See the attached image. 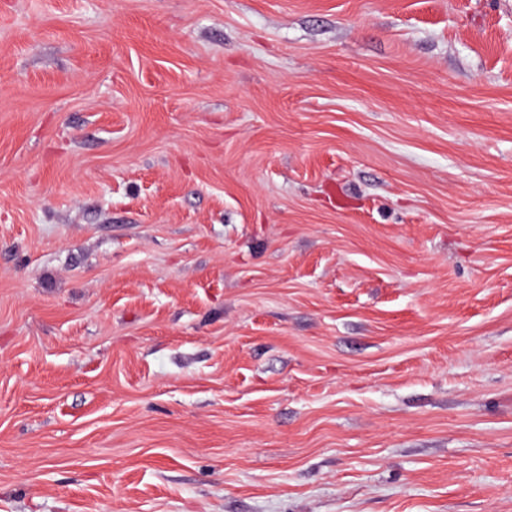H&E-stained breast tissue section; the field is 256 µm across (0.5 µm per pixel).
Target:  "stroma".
<instances>
[{"instance_id": "stroma-1", "label": "stroma", "mask_w": 512, "mask_h": 512, "mask_svg": "<svg viewBox=\"0 0 512 512\" xmlns=\"http://www.w3.org/2000/svg\"><path fill=\"white\" fill-rule=\"evenodd\" d=\"M0 512H512V0H0Z\"/></svg>"}]
</instances>
